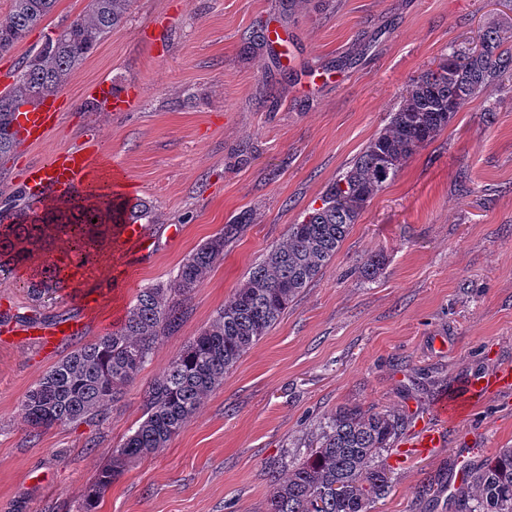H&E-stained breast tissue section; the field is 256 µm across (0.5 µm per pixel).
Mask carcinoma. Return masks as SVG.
Returning a JSON list of instances; mask_svg holds the SVG:
<instances>
[{
    "instance_id": "carcinoma-1",
    "label": "carcinoma",
    "mask_w": 512,
    "mask_h": 512,
    "mask_svg": "<svg viewBox=\"0 0 512 512\" xmlns=\"http://www.w3.org/2000/svg\"><path fill=\"white\" fill-rule=\"evenodd\" d=\"M9 18L0 22V52L24 40L55 9L57 0H11ZM129 0H91L88 14L58 30L57 37L27 54L21 74L0 92V157L17 137L12 120L25 104L57 92L69 73L102 39L119 27ZM406 90L383 128L352 166L340 174L322 204L290 226L286 242L253 267L248 279L224 301L216 317L174 355L145 394L144 420L112 450L85 495L83 512H96L112 481L144 456L166 447L194 417L203 399L224 383V374L279 321L288 305L333 259L367 204L394 179L406 162L431 143L465 104L490 81L512 74V49L494 31L480 48L451 51ZM150 205L123 196L105 200L89 191L50 200L43 211L30 204L0 212V285L21 266L32 272L34 297L70 287L84 259L106 231L149 217ZM229 225L201 245L169 280L143 288L121 327L76 346L46 370L20 405L29 430L92 421L119 401L154 354L159 337L183 319L185 299L224 259ZM384 257L374 253L359 267L365 279L377 277ZM389 410L342 406L321 425L316 447L288 473L275 476L266 512H371L389 492V478L376 465L404 427ZM458 512H512V448H501L471 468L456 490Z\"/></svg>"
}]
</instances>
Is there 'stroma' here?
Instances as JSON below:
<instances>
[{
	"label": "stroma",
	"instance_id": "35a3bbf8",
	"mask_svg": "<svg viewBox=\"0 0 512 512\" xmlns=\"http://www.w3.org/2000/svg\"><path fill=\"white\" fill-rule=\"evenodd\" d=\"M58 0L0 71L86 14ZM280 23L287 42L246 49ZM512 46V0H131L123 23L69 75L58 124L0 159V209L27 168L94 140L110 194L149 201V254L100 239L72 288L32 301L28 277L0 288V512H83L84 495L144 417L168 361L209 326L251 269L319 207L328 186L389 122L411 83L486 31ZM123 112L85 109L99 91ZM224 259L183 303L180 326L106 420L31 436L20 403L61 352L21 339L37 307L68 318L79 343L119 328L141 288L176 274L226 225ZM381 274L360 277L368 255ZM512 365V75L488 84L415 154L354 224L335 257L225 375L166 448L118 476L97 512H265L272 472L314 447L345 405L431 421L469 375ZM449 448L379 458L389 495L372 512H457L448 480L512 448V392L446 424Z\"/></svg>",
	"mask_w": 512,
	"mask_h": 512
}]
</instances>
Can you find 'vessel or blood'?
<instances>
[{"mask_svg":"<svg viewBox=\"0 0 512 512\" xmlns=\"http://www.w3.org/2000/svg\"><path fill=\"white\" fill-rule=\"evenodd\" d=\"M65 107L66 102L60 97H48L40 106L18 112L15 125L27 141L39 144L57 125ZM97 169L98 162L93 151L85 148L62 150L53 154L46 163L30 166L25 174V187L37 199L61 197L79 186L89 184ZM510 390L511 367H501L490 375H473L460 385L453 399L440 402L437 413L442 418L452 416L458 413L460 406L474 399ZM445 445L442 428L425 422L418 426L411 439L401 444L398 457L405 462L415 456L430 454Z\"/></svg>","mask_w":512,"mask_h":512,"instance_id":"vessel-or-blood-1","label":"vessel or blood"}]
</instances>
